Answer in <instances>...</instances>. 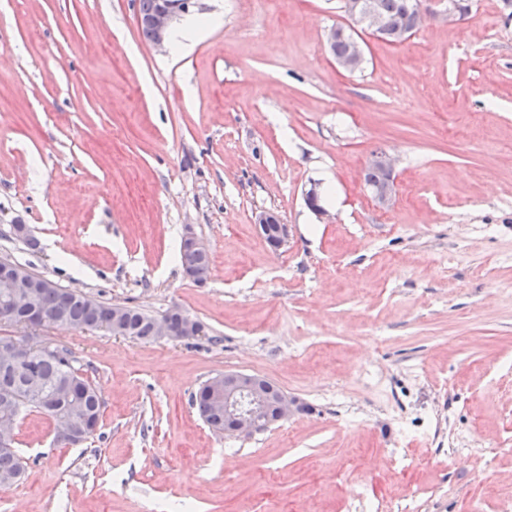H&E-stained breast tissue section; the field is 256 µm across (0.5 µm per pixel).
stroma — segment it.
Returning <instances> with one entry per match:
<instances>
[{"label": "stroma", "mask_w": 512, "mask_h": 512, "mask_svg": "<svg viewBox=\"0 0 512 512\" xmlns=\"http://www.w3.org/2000/svg\"><path fill=\"white\" fill-rule=\"evenodd\" d=\"M135 0H0V258L203 336L46 325L103 401L83 444L25 413L0 512H500L512 493V8L469 0L400 43L326 32L342 0H203L194 45L152 48ZM397 159L379 206L369 155ZM317 188L323 214L305 204ZM276 211L272 249L256 212ZM24 224L29 239L10 236ZM207 283L178 260L186 233ZM242 372L302 410L249 438L193 394ZM406 451L412 482L373 457ZM339 34L336 36V27L330 28L327 34V44L332 53L333 46L334 53L336 54V64L346 71H352L355 69L356 65L360 60H363L364 50L362 44L358 40H353L351 42V46L349 49V41L353 36V34L346 29L345 26H338ZM344 30V35H342V31ZM349 49V53L347 54ZM347 54V55H346ZM346 55V56H345ZM344 56V57H342ZM255 224L263 236L267 233L269 226L277 228V235L281 241V246L288 237V228L286 224H282L279 214L273 210H261L255 215ZM180 261L182 268L185 265L192 267L196 272L206 273L210 269V257L208 251L205 248H195L182 245L180 253ZM183 272L186 277L192 279L195 282L205 283L208 279V275L198 276L188 268H183Z\"/></svg>", "instance_id": "35a3bbf8"}]
</instances>
